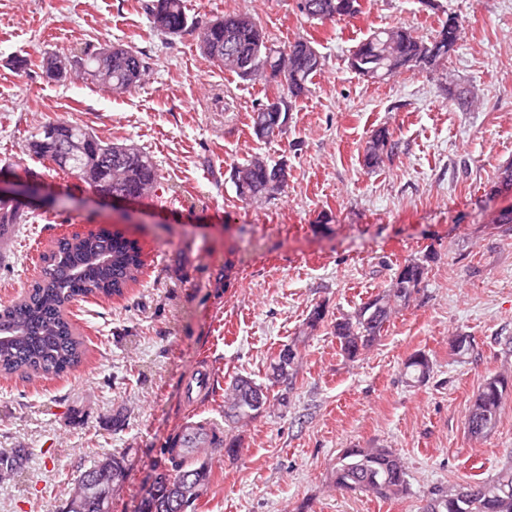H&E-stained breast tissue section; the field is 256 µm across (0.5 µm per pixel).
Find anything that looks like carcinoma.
<instances>
[{"instance_id": "1", "label": "carcinoma", "mask_w": 512, "mask_h": 512, "mask_svg": "<svg viewBox=\"0 0 512 512\" xmlns=\"http://www.w3.org/2000/svg\"><path fill=\"white\" fill-rule=\"evenodd\" d=\"M145 9L153 28L161 33L179 34L188 27L184 0H151ZM299 13L312 24L344 20L360 13L359 0H297ZM465 18L449 15L433 38L425 40L402 26L372 31L350 54V69L374 68L390 78L416 68L420 54L433 52L435 67L455 51ZM200 48L211 60L242 79L276 80L283 73L287 87L272 102L260 104L251 121L256 137L270 138L285 133L290 112L297 100L310 91L313 79L324 66V57L314 42L299 38L281 50L269 43L257 22L248 15L228 14L205 25L199 34ZM150 63L146 54L122 46H104L63 65L61 56L50 53L44 74L51 80L76 75L114 95L139 86ZM84 144L77 158L62 155L65 140ZM31 152L40 161L69 174L96 191L120 190L142 196L158 186L153 158L134 145L104 141L91 130L72 122H48L31 137ZM397 143L385 130L375 132L364 149V161L376 167L383 157L394 154ZM279 162L253 156L233 168L243 178L234 184L238 198L247 205H261L275 198L283 186L271 185ZM26 214L18 205L0 201V226L23 224ZM43 273L28 290L8 305L0 306V333L14 332L8 343L0 342V374L5 376H59L80 364L82 342L65 315L70 303L89 297L110 298L122 294L135 282L141 270L140 251L131 241L102 230L95 235H64L54 240L41 255ZM425 265L409 261L397 271L389 288L361 304L351 315L339 319L334 335L341 352L355 359L370 348L391 317L409 304L417 290ZM431 372L430 360L412 356L405 364L411 383H422ZM242 379L228 387L227 400L233 405L224 411L227 424L246 422L258 415L247 394L241 392ZM512 379L496 374L481 385L467 415L470 436L489 435L497 426L504 395ZM30 452L15 448L0 455V479L21 474ZM165 480H152L141 497L137 512H187L206 492L210 467L206 460L187 468L165 459L153 465V473ZM333 488L344 494L367 492L380 499L405 494L409 480L399 457L388 448H345L336 457L331 472ZM424 512H512V464H506L492 478L465 482L430 492Z\"/></svg>"}]
</instances>
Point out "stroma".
I'll use <instances>...</instances> for the list:
<instances>
[{
  "mask_svg": "<svg viewBox=\"0 0 512 512\" xmlns=\"http://www.w3.org/2000/svg\"><path fill=\"white\" fill-rule=\"evenodd\" d=\"M145 0H0V173L40 174L28 220L0 255V305L36 279L57 237L114 224L139 241L146 264L122 297L73 303L85 354L59 377L0 376V453H31L22 475L0 481V512H61L93 457L127 458L112 512H136L178 424L185 371L212 370L203 417L223 423L236 378L266 384L283 345L300 358L277 400L255 419L225 425L241 452L209 458L210 483L194 512H422L430 491L481 481L512 462V391L500 422L471 438L466 416L484 379L512 371V207L500 176L512 165V0H361L353 18L312 24L296 0H186L188 27L152 29ZM234 12L254 18L282 48L313 39L325 67L283 135L256 138L250 116L279 84L243 80L205 57L199 33ZM467 22L440 68L383 82L348 58L371 30L405 26L431 38L447 15ZM144 52L142 85L115 96L42 73L44 53L101 45ZM474 91L471 110L443 88ZM152 155L156 192L119 207L44 168L28 152L50 121ZM388 129L396 153L366 167L364 147ZM254 155L288 166V182L261 206L239 201L234 165ZM425 258L410 304L375 344L346 358L336 319L389 287L405 261ZM327 313L309 326L315 307ZM470 336L472 354L451 341ZM422 353L430 377L409 386L403 367ZM345 448H388L409 474L407 493L381 500L340 494L331 470Z\"/></svg>",
  "mask_w": 512,
  "mask_h": 512,
  "instance_id": "obj_1",
  "label": "stroma"
}]
</instances>
